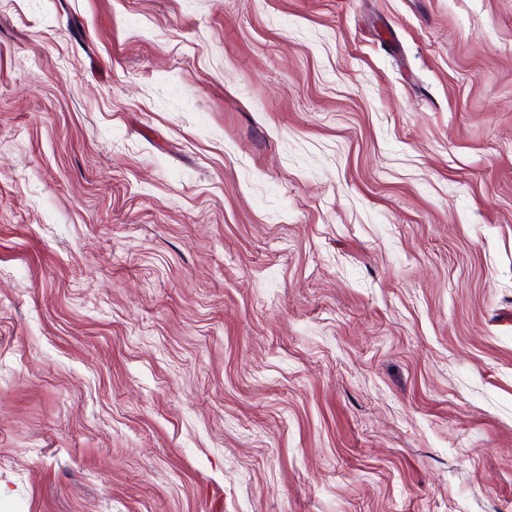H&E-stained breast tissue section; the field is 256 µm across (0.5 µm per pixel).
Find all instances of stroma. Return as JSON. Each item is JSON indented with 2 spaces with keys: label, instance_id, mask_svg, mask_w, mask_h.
Here are the masks:
<instances>
[{
  "label": "stroma",
  "instance_id": "1",
  "mask_svg": "<svg viewBox=\"0 0 512 512\" xmlns=\"http://www.w3.org/2000/svg\"><path fill=\"white\" fill-rule=\"evenodd\" d=\"M0 512H512V0H0Z\"/></svg>",
  "mask_w": 512,
  "mask_h": 512
}]
</instances>
